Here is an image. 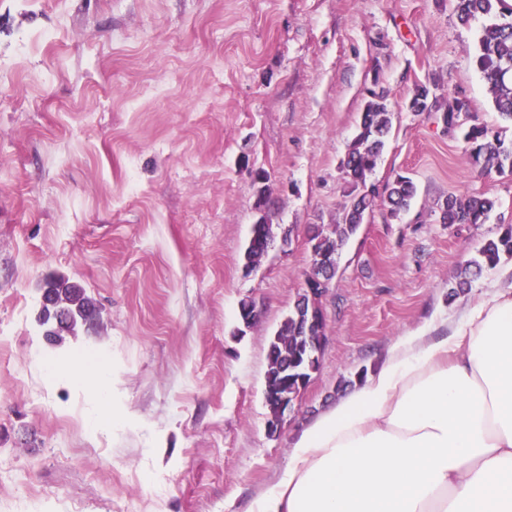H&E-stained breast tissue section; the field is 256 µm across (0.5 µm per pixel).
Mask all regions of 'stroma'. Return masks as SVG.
<instances>
[{
  "label": "stroma",
  "mask_w": 512,
  "mask_h": 512,
  "mask_svg": "<svg viewBox=\"0 0 512 512\" xmlns=\"http://www.w3.org/2000/svg\"><path fill=\"white\" fill-rule=\"evenodd\" d=\"M483 24H459L453 0H0V512H248L296 433L401 336L453 325L512 270L449 299L512 224V174H476L462 131L406 107L434 81L501 126L475 65ZM376 80L393 117L370 180L406 173L417 196L342 248L320 368L272 434L269 338L311 269L308 226L345 201ZM451 194L497 208L448 226ZM262 218L291 243L248 271ZM51 275L97 306L58 345L36 320ZM244 300L260 312L245 330ZM67 364L108 369L116 421L94 425L89 385L53 371Z\"/></svg>",
  "instance_id": "obj_1"
}]
</instances>
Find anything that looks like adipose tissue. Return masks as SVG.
Instances as JSON below:
<instances>
[{
    "label": "adipose tissue",
    "instance_id": "adipose-tissue-1",
    "mask_svg": "<svg viewBox=\"0 0 512 512\" xmlns=\"http://www.w3.org/2000/svg\"><path fill=\"white\" fill-rule=\"evenodd\" d=\"M251 512H512V284L401 337Z\"/></svg>",
    "mask_w": 512,
    "mask_h": 512
}]
</instances>
